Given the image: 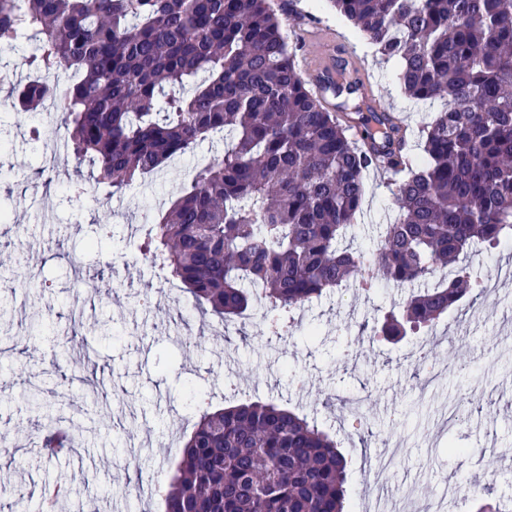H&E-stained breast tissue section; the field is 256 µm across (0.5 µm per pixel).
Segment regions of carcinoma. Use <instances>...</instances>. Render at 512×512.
Wrapping results in <instances>:
<instances>
[{
  "label": "carcinoma",
  "mask_w": 512,
  "mask_h": 512,
  "mask_svg": "<svg viewBox=\"0 0 512 512\" xmlns=\"http://www.w3.org/2000/svg\"><path fill=\"white\" fill-rule=\"evenodd\" d=\"M405 94L443 102L403 154L408 126L353 79L317 96L270 0H0V51L25 35L27 64L74 72L12 86L15 111L53 105L76 168L120 193L205 140L196 167L139 251L222 322L262 305L285 314L350 285L423 282L384 336L429 327L480 293L470 258L512 241V0H328ZM340 99L336 111L324 95ZM358 129L360 140L347 131ZM386 165L396 218L375 252L339 247L363 175ZM164 512H344L346 460L316 420L273 402L201 406Z\"/></svg>",
  "instance_id": "1"
}]
</instances>
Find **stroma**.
Instances as JSON below:
<instances>
[{"instance_id":"obj_1","label":"stroma","mask_w":512,"mask_h":512,"mask_svg":"<svg viewBox=\"0 0 512 512\" xmlns=\"http://www.w3.org/2000/svg\"><path fill=\"white\" fill-rule=\"evenodd\" d=\"M272 7L288 18L296 63L318 53L366 63L376 103L408 124L407 153L418 159L416 133L432 109L402 94L399 63L379 61L328 0ZM323 29L340 32L343 46L316 42ZM0 137V208L10 215L0 223V434L10 443L0 452V512L20 502L33 510L44 485L59 479L73 488L64 512H162L147 488L177 468L196 420L195 384L215 409L259 398L316 411L343 442L346 512H398L410 492L445 499L447 512L484 503L512 512V277L500 275L512 244L476 259L498 278L496 294L399 342L379 333L405 294L390 284L336 289L295 311L292 332L278 338L260 309L228 324L203 313L138 251L156 213L219 143L203 142L113 195L52 154L67 138L55 110L6 113ZM398 179L365 172L362 211L346 237L353 248L370 252L393 219ZM458 408L464 423L448 422ZM49 416L75 437L69 459L38 455ZM134 480L144 494L129 493Z\"/></svg>"}]
</instances>
